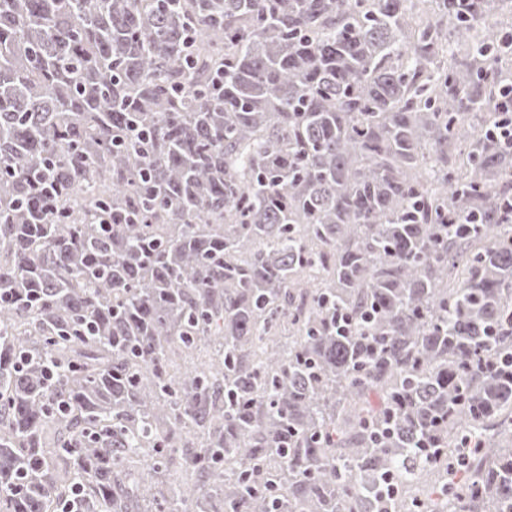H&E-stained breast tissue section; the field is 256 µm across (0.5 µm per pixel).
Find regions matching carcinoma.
<instances>
[{"instance_id":"1","label":"carcinoma","mask_w":512,"mask_h":512,"mask_svg":"<svg viewBox=\"0 0 512 512\" xmlns=\"http://www.w3.org/2000/svg\"><path fill=\"white\" fill-rule=\"evenodd\" d=\"M496 6L0 0V512H512Z\"/></svg>"}]
</instances>
